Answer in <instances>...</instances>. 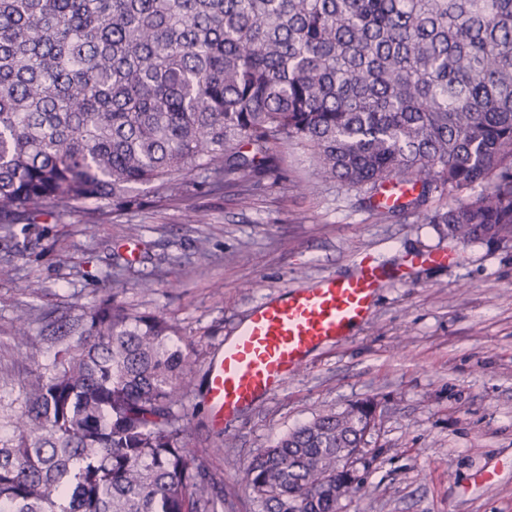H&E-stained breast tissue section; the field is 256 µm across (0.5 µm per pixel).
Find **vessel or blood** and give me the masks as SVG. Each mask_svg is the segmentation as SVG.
<instances>
[{"mask_svg":"<svg viewBox=\"0 0 512 512\" xmlns=\"http://www.w3.org/2000/svg\"><path fill=\"white\" fill-rule=\"evenodd\" d=\"M386 277L382 265L363 258L352 276H329L255 305L210 367L208 396L218 418L232 419L280 390L314 350L343 341L368 321Z\"/></svg>","mask_w":512,"mask_h":512,"instance_id":"1","label":"vessel or blood"}]
</instances>
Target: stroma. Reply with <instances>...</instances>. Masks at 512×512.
Instances as JSON below:
<instances>
[{"instance_id":"stroma-1","label":"stroma","mask_w":512,"mask_h":512,"mask_svg":"<svg viewBox=\"0 0 512 512\" xmlns=\"http://www.w3.org/2000/svg\"><path fill=\"white\" fill-rule=\"evenodd\" d=\"M140 204L36 214L0 228V379L10 388L50 358L46 326L114 293L134 313L176 326L194 362L183 412L188 443L224 497L220 512H251L253 456L319 414L374 400L360 490L339 512H512V239L460 242L427 215L451 205L382 214L363 189L319 179L307 148L281 145L273 171L247 188L214 189L200 172L170 197L139 189ZM371 256L390 271L370 321L313 352L275 395L227 423L208 397L209 366L252 307ZM29 309L34 359L14 334ZM496 473L492 484L478 476Z\"/></svg>"}]
</instances>
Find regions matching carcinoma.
<instances>
[{
  "mask_svg": "<svg viewBox=\"0 0 512 512\" xmlns=\"http://www.w3.org/2000/svg\"><path fill=\"white\" fill-rule=\"evenodd\" d=\"M288 141L349 188L455 197L425 216L450 238H511L512 0H0L5 227L131 209L194 170L247 182ZM51 333L53 358L0 397V512H216L175 327L106 297ZM363 415L259 450L257 512H337L323 476Z\"/></svg>",
  "mask_w": 512,
  "mask_h": 512,
  "instance_id": "1",
  "label": "carcinoma"
}]
</instances>
